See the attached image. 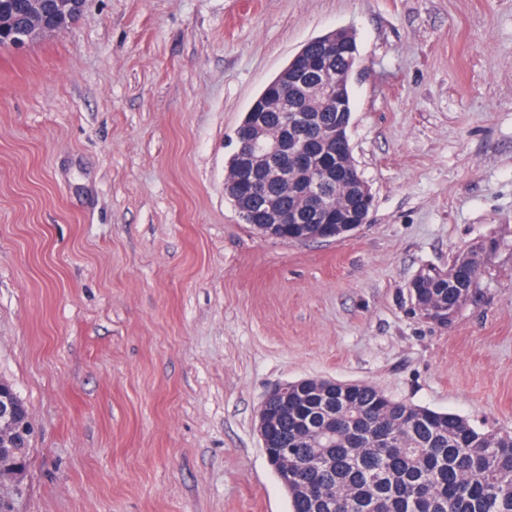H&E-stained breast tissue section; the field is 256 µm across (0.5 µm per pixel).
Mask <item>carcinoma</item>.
I'll return each mask as SVG.
<instances>
[{
  "label": "carcinoma",
  "instance_id": "obj_1",
  "mask_svg": "<svg viewBox=\"0 0 512 512\" xmlns=\"http://www.w3.org/2000/svg\"><path fill=\"white\" fill-rule=\"evenodd\" d=\"M25 0H0V16L21 22ZM253 102L273 136L292 122L293 111L313 116L319 127L336 125V107L310 108L299 87L285 79L298 66L305 81L349 73L358 62L354 35L344 31L336 42L320 37L308 43ZM350 142L336 141L325 152L322 178L340 205L349 198L335 166H351ZM232 192L236 211L248 212L245 224L265 222L267 204L284 214L298 208L292 190L275 183L264 199L252 197L246 183L265 177L256 168L239 174ZM465 289L452 279L425 281L416 289L425 304L457 308L476 287V261L466 253L454 261ZM276 422L264 437V452L288 494L291 512H512V431L482 430L466 419L388 397L374 386L333 380H302L288 405L268 402ZM11 437H0V472H24L26 457L14 451Z\"/></svg>",
  "mask_w": 512,
  "mask_h": 512
}]
</instances>
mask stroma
<instances>
[{
	"label": "stroma",
	"mask_w": 512,
	"mask_h": 512,
	"mask_svg": "<svg viewBox=\"0 0 512 512\" xmlns=\"http://www.w3.org/2000/svg\"><path fill=\"white\" fill-rule=\"evenodd\" d=\"M339 28L369 222L261 237L225 194L234 133ZM490 242L427 319L411 282ZM302 378L512 429V0H87L0 49V381L34 427L13 512H289L256 414Z\"/></svg>",
	"instance_id": "1"
}]
</instances>
